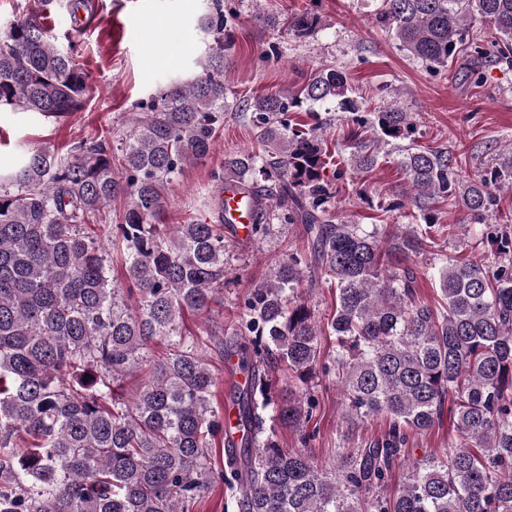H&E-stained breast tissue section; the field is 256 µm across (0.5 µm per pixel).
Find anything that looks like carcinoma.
<instances>
[{
    "label": "carcinoma",
    "mask_w": 512,
    "mask_h": 512,
    "mask_svg": "<svg viewBox=\"0 0 512 512\" xmlns=\"http://www.w3.org/2000/svg\"><path fill=\"white\" fill-rule=\"evenodd\" d=\"M252 20L294 37L319 19L256 11ZM377 21L400 46L434 69L470 51L512 57V0H380ZM207 40L201 73L171 83L140 104L121 143L78 141L64 154L35 148L0 175V512H192L220 481L236 490L238 512H512V238L502 236L490 269L448 258L414 260L435 243L436 205L460 199L467 223L501 212L493 186L512 170L463 177L448 151L401 150L408 186L388 205L411 206L420 223L403 232L335 218L325 179L319 109L358 110L344 74L315 70L296 92L255 96L245 105L266 153L224 155L218 185L239 184L249 201V239L270 221L304 225L308 255L288 254L250 290L224 336L206 325L182 330L184 314L207 316L224 293V225L158 224L166 186L213 151L230 108L224 50L230 43L221 0L198 24ZM484 31L478 38L473 29ZM77 46L56 44L38 14L0 39V108L61 119L80 111L91 75ZM302 109L315 123L292 127ZM347 163L366 173L386 160L381 146L416 133L410 113L383 106L355 116ZM129 199L112 226L126 283L92 222L117 197ZM335 289L326 326L299 296L308 271ZM440 302L420 299L419 280ZM336 337L337 384L347 415L389 417L385 434L344 456L340 474L277 441L279 429L311 436L319 337ZM156 340L168 354H149ZM253 376L237 390L239 417L225 445L228 470L212 467L224 423L213 406L210 344ZM284 364L304 387L283 393ZM146 379L133 394L124 379ZM454 416L448 452L413 460L409 437L433 428L445 404ZM402 463L408 480L395 495L377 489Z\"/></svg>",
    "instance_id": "cac0c4a2"
}]
</instances>
